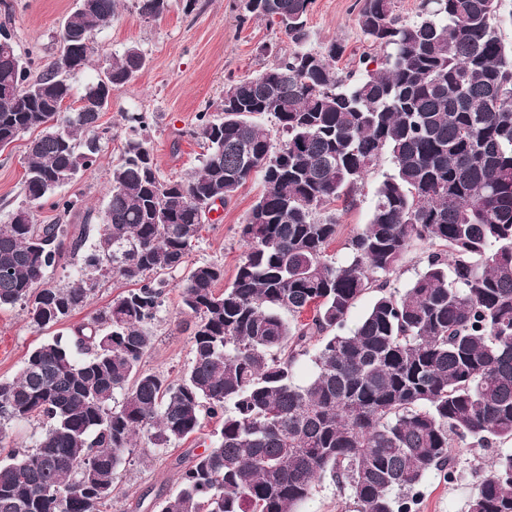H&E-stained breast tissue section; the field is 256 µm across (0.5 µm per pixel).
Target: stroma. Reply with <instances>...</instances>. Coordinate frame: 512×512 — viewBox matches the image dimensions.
Listing matches in <instances>:
<instances>
[{"instance_id":"35a3bbf8","label":"stroma","mask_w":512,"mask_h":512,"mask_svg":"<svg viewBox=\"0 0 512 512\" xmlns=\"http://www.w3.org/2000/svg\"><path fill=\"white\" fill-rule=\"evenodd\" d=\"M7 2L20 48L33 49L43 61H51L57 51L58 28L76 0ZM185 4L186 0H169L162 18L148 19L140 15L137 0H123L111 25L96 34L88 67L74 79L79 88L96 80L112 55L130 45L146 56L145 68L132 82L113 90L112 102L101 114L100 123L109 134L95 166L61 190L63 196L78 199L81 209L72 221L86 224L89 233H96L97 216L111 194L110 172L122 150L128 114H147L141 135L153 151L160 174L167 179L188 178L200 165L202 148L192 136L198 113L206 109L218 114L228 81L255 75L267 64L266 46L291 48L268 21L240 23L239 0H196L190 12ZM360 6V0H314L308 15L309 47L342 41L347 50L338 66L343 70L353 68L368 50L358 26ZM24 166V141L0 152V224L7 223L9 214L25 201ZM389 171V162L381 161L365 180L356 206L341 214L330 255H341L345 239L369 221L375 190ZM260 191L259 178H251L223 209L210 214L189 254V264H222L225 281H232L244 250L239 226ZM184 276L181 270L163 276L166 294L153 324L155 342L144 358L146 369L172 378L185 372L192 360L191 337L181 326L178 285ZM49 337V332L30 327L21 308L0 310V347L9 350L8 357L0 358V379L14 378L27 353ZM453 453L458 460L455 480L449 483L439 472H430L421 487L418 512H466L467 500L488 469L491 453L464 442ZM182 454L179 448L165 453L137 450L133 462L120 473V493L112 502V512H156L155 502L178 487Z\"/></svg>"}]
</instances>
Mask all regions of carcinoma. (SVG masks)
Returning a JSON list of instances; mask_svg holds the SVG:
<instances>
[{
    "instance_id": "obj_1",
    "label": "carcinoma",
    "mask_w": 512,
    "mask_h": 512,
    "mask_svg": "<svg viewBox=\"0 0 512 512\" xmlns=\"http://www.w3.org/2000/svg\"><path fill=\"white\" fill-rule=\"evenodd\" d=\"M241 20L267 19L294 49L256 75L232 80L216 121L198 115L203 145L187 179L163 178L138 130L112 167L96 242L60 221L39 224L31 204L52 200L97 161L111 89L145 67L135 45L112 57L106 79L75 96L97 30L120 0H88L62 23L72 58L32 72L0 54V140L26 144L24 191L0 225V309L22 307L38 330L82 310L107 278L133 281L65 339L34 348L0 380V512H103L142 438L178 446L215 428L180 470L157 512H300L315 480L349 492L356 512H417L435 469L454 477L455 443H512V45L496 0H363L358 26L376 51L336 67L337 40L304 48L313 0H241ZM169 0H139L161 17ZM271 116L276 128L264 121ZM369 223L328 249L339 216L382 159ZM262 191L244 224L233 281L199 263L180 284L192 361L169 379L144 369L163 303L157 276L181 268L202 224L252 176ZM423 265L404 290L391 276L411 250ZM81 255L63 286L39 288L66 254ZM371 297L355 323L357 303ZM314 363L295 380L297 363ZM121 399H116V396ZM37 418L33 446L3 445L6 425ZM467 512H512V451L498 452Z\"/></svg>"
}]
</instances>
